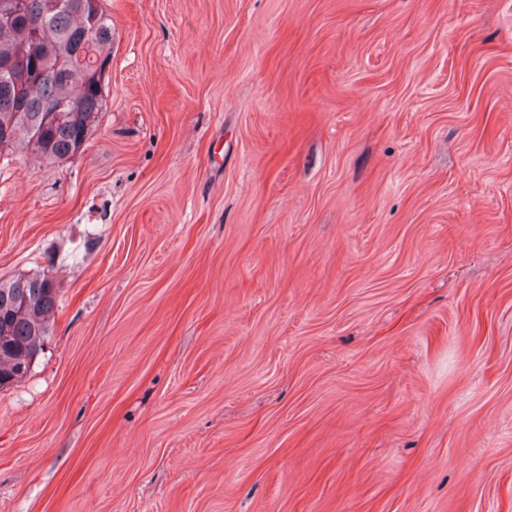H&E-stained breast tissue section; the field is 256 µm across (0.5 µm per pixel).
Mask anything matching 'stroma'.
Here are the masks:
<instances>
[{"label": "stroma", "mask_w": 512, "mask_h": 512, "mask_svg": "<svg viewBox=\"0 0 512 512\" xmlns=\"http://www.w3.org/2000/svg\"><path fill=\"white\" fill-rule=\"evenodd\" d=\"M104 110L0 159V512H512V0H104ZM49 276L42 273L0 280V389L27 376L49 334L58 299L57 288L46 285H55ZM18 301L20 306L15 307L13 302Z\"/></svg>", "instance_id": "obj_1"}]
</instances>
